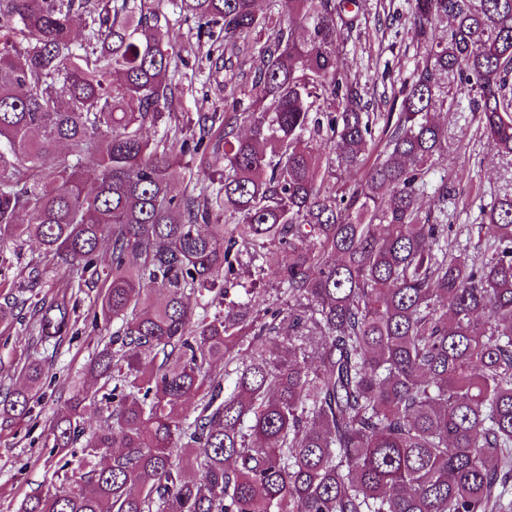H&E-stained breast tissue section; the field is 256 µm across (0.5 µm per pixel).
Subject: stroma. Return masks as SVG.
Instances as JSON below:
<instances>
[{"mask_svg":"<svg viewBox=\"0 0 512 512\" xmlns=\"http://www.w3.org/2000/svg\"><path fill=\"white\" fill-rule=\"evenodd\" d=\"M163 10L170 19L167 38L182 57L176 79L184 93L173 104V122H185L194 112L223 111L224 95L217 85L228 78L240 88L250 87L258 51L254 38L239 42L227 70L218 72L207 58L208 38L196 35L195 20L180 16L170 0H165ZM359 26V38L340 53L339 64L356 75L371 112H384L393 98V80L408 77L420 57L408 0H366ZM472 97L469 89L456 91L454 108L439 114L450 145L430 180L436 183L444 177L455 188L448 198L449 249L477 256L486 245L480 208L502 190L512 191V158L499 156L483 136L470 110ZM39 260L33 241L0 243V304L14 307L11 323L0 325V388L20 385L28 363H42L47 371L30 416L19 422L0 418V512H17L26 497L65 487L59 457L48 443L49 424L63 410L72 386L86 381V366L101 341L118 328L117 323L94 319L99 291L88 288L80 296L72 335L54 352L40 345L29 301L53 297L65 269L50 267L46 276L33 280L28 272ZM239 261L229 300L240 302L251 293L259 308L275 307L281 297L278 268L283 254L268 255L260 264L243 247Z\"/></svg>","mask_w":512,"mask_h":512,"instance_id":"35a3bbf8","label":"stroma"}]
</instances>
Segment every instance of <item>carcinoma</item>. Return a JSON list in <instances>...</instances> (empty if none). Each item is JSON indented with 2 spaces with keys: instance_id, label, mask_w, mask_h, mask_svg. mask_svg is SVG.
Masks as SVG:
<instances>
[{
  "instance_id": "1",
  "label": "carcinoma",
  "mask_w": 512,
  "mask_h": 512,
  "mask_svg": "<svg viewBox=\"0 0 512 512\" xmlns=\"http://www.w3.org/2000/svg\"><path fill=\"white\" fill-rule=\"evenodd\" d=\"M170 2L220 26L226 52L262 42L248 111L226 97L168 124L183 87L162 0H0V242L32 239L67 269L33 305L41 342L70 334L73 296L99 281L95 314L121 321L50 428L61 458L82 444L80 483L22 512H505L512 194L481 207L475 259L448 249V181L426 189L447 84L476 93L478 126L512 155V0H410L423 57L381 147L337 63L359 28L350 0H271L274 22L257 0ZM208 151L224 172L173 193L182 157ZM352 169L355 187L330 183ZM239 240L285 253V307L224 309ZM25 373L1 416L29 413L44 366Z\"/></svg>"
}]
</instances>
